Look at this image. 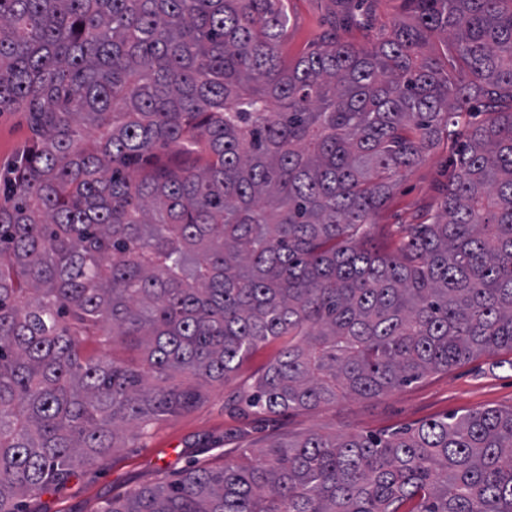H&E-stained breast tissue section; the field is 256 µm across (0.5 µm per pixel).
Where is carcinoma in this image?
<instances>
[{
    "mask_svg": "<svg viewBox=\"0 0 512 512\" xmlns=\"http://www.w3.org/2000/svg\"><path fill=\"white\" fill-rule=\"evenodd\" d=\"M406 2L373 49L287 62L285 0H0V112L33 133L0 177V512L271 339L246 397L271 415L512 352V0ZM444 135L436 210L380 251L372 216ZM101 512H512V410L278 438Z\"/></svg>",
    "mask_w": 512,
    "mask_h": 512,
    "instance_id": "cac0c4a2",
    "label": "carcinoma"
}]
</instances>
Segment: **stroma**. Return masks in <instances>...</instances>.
Here are the masks:
<instances>
[{"instance_id": "35a3bbf8", "label": "stroma", "mask_w": 512, "mask_h": 512, "mask_svg": "<svg viewBox=\"0 0 512 512\" xmlns=\"http://www.w3.org/2000/svg\"><path fill=\"white\" fill-rule=\"evenodd\" d=\"M365 12L366 21L332 29L334 15ZM288 29L281 52L296 59L331 32L358 47L373 48L394 24L408 19L404 0H288ZM32 138L26 112L0 114V173ZM448 151L431 150L402 176L375 217L374 242L386 247L403 227L417 224L437 203L446 181ZM280 342L261 345L224 383L206 387L194 409L157 421L146 438L116 448L94 465L29 502V512H99L104 502L177 478L188 469H217L248 455L258 459L274 438L316 432L376 434L415 427L447 414L512 408V353L481 354L430 373L419 382L373 399H350L280 415H255L245 408L248 388L279 353Z\"/></svg>"}]
</instances>
